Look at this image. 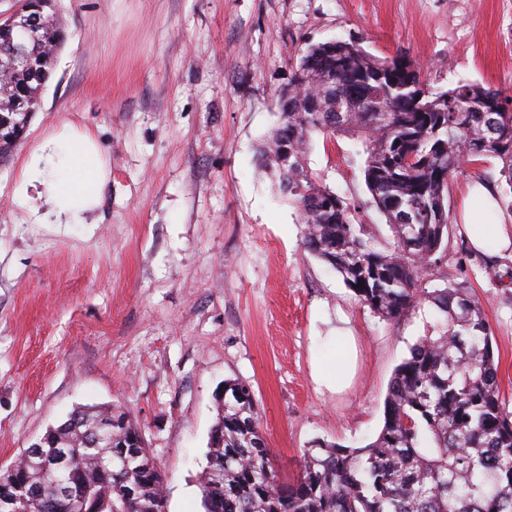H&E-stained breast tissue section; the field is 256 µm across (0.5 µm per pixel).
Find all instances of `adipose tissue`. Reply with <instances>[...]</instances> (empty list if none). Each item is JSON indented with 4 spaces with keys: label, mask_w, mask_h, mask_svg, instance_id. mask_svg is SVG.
Wrapping results in <instances>:
<instances>
[{
    "label": "adipose tissue",
    "mask_w": 512,
    "mask_h": 512,
    "mask_svg": "<svg viewBox=\"0 0 512 512\" xmlns=\"http://www.w3.org/2000/svg\"><path fill=\"white\" fill-rule=\"evenodd\" d=\"M106 179L94 135L66 125L30 151L13 202L37 224H81L100 206ZM463 229L474 249L512 246V226L482 223L479 209L467 210Z\"/></svg>",
    "instance_id": "1"
}]
</instances>
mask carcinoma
<instances>
[{"label": "carcinoma", "instance_id": "1", "mask_svg": "<svg viewBox=\"0 0 512 512\" xmlns=\"http://www.w3.org/2000/svg\"><path fill=\"white\" fill-rule=\"evenodd\" d=\"M58 0H13L15 13L39 17L37 71L13 61L23 34L0 20V159L21 140L50 77L65 32ZM278 124L259 148L260 166L305 225V250L329 265L375 314L394 321L428 304L438 335H426L396 367L383 425L361 448L317 443L299 473L272 464L250 385L228 381L201 475L205 512H512V412L498 381L492 331L481 302L464 287L428 290L420 274L448 249V193L460 162L501 163L512 190L509 98L478 83L432 91L420 67L380 59L343 39L310 43L279 96ZM357 139L369 199L390 224L393 242L378 243L354 223L350 203L323 184L307 157L316 134ZM103 411H74L41 455L63 452L69 477L43 474L20 457L0 483L27 488L12 512H70L83 496L90 512H124V489L141 498L131 512H164L166 495L147 447L118 474L103 472L111 449L95 442Z\"/></svg>", "mask_w": 512, "mask_h": 512}]
</instances>
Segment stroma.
Masks as SVG:
<instances>
[{
  "label": "stroma",
  "instance_id": "1",
  "mask_svg": "<svg viewBox=\"0 0 512 512\" xmlns=\"http://www.w3.org/2000/svg\"><path fill=\"white\" fill-rule=\"evenodd\" d=\"M67 33L39 106L0 161V467L79 406L128 412L165 476L166 512H203L199 475L226 381L249 384L276 470L305 448L370 442L393 372L436 316L381 320L303 247L304 226L257 161L306 43L354 39L405 57L434 90L478 83L512 97V0H60ZM95 136L108 181L95 224H34L12 202L30 150L63 125ZM352 139L315 137L311 170L393 240ZM488 224L512 225L496 164L449 184L448 252L423 287L463 286L492 328L512 399V260L461 227L472 183ZM335 390L313 363L345 371Z\"/></svg>",
  "mask_w": 512,
  "mask_h": 512
}]
</instances>
